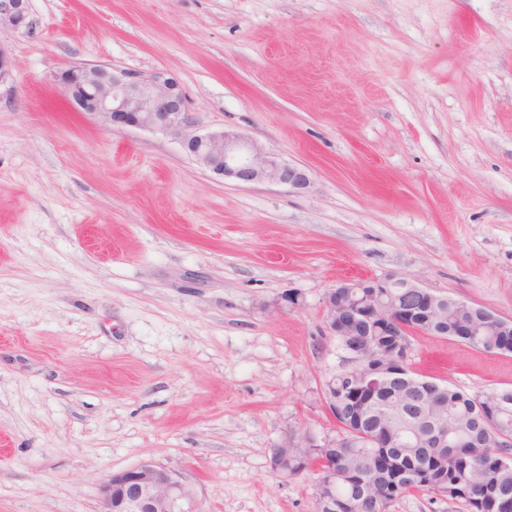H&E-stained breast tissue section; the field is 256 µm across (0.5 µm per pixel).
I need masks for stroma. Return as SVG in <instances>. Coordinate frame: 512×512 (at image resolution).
Wrapping results in <instances>:
<instances>
[{"label": "stroma", "mask_w": 512, "mask_h": 512, "mask_svg": "<svg viewBox=\"0 0 512 512\" xmlns=\"http://www.w3.org/2000/svg\"><path fill=\"white\" fill-rule=\"evenodd\" d=\"M0 28V512H98L154 460L203 512H314L272 448L337 435L341 282L395 273L512 320V0H30ZM175 77L196 132L306 170L241 184L73 112L60 68ZM301 295L290 307L288 291ZM420 378L512 388V354L414 335Z\"/></svg>", "instance_id": "1"}]
</instances>
